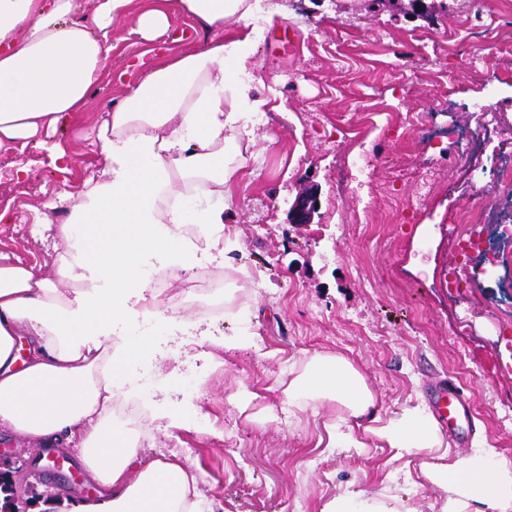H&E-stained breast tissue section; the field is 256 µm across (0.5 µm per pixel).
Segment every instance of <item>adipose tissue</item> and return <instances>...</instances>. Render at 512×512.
I'll list each match as a JSON object with an SVG mask.
<instances>
[{"label": "adipose tissue", "instance_id": "ef3b65f1", "mask_svg": "<svg viewBox=\"0 0 512 512\" xmlns=\"http://www.w3.org/2000/svg\"><path fill=\"white\" fill-rule=\"evenodd\" d=\"M134 0H0V151L86 111L106 72L113 23ZM260 0H163L139 14L153 40L182 14L205 28L202 46L166 57L130 87L123 103L96 128L103 157L78 192L46 203L40 225L63 243L54 273L0 253V428L39 448L67 442L80 450L99 499L42 496L30 512H214L196 477L177 458L141 463V444L112 419L133 361L146 358L149 336L112 338L131 301L146 298L155 265L174 269L226 251L224 211L203 209L197 195L225 197L234 174L229 158L249 114L268 102L252 94L248 21ZM68 208L69 218L51 215ZM204 224L199 242L182 227ZM289 409L316 400L336 405L329 442L356 446L354 432L375 405L363 375L345 356H310L283 391ZM443 491L439 512H512V459L485 445L450 458L426 409L406 410L375 428ZM321 512H404L393 496L344 492Z\"/></svg>", "mask_w": 512, "mask_h": 512}]
</instances>
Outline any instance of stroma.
I'll return each mask as SVG.
<instances>
[{
    "label": "stroma",
    "instance_id": "stroma-1",
    "mask_svg": "<svg viewBox=\"0 0 512 512\" xmlns=\"http://www.w3.org/2000/svg\"><path fill=\"white\" fill-rule=\"evenodd\" d=\"M135 0L112 26L107 74L88 110L52 135L69 158L55 170L40 143L0 152V252L52 271V241L33 232V209L77 191L102 165L94 132L152 63ZM258 41L248 60L254 93L271 106L232 154L234 188L225 199V233L234 251L168 272L178 292L189 276H248L251 288L229 316L185 299L160 323L142 304L116 332L149 329L147 363L163 384L144 390L156 430L142 447L151 461L178 455L215 512H320L337 494L393 495L412 512H437L442 492L422 476L403 479L395 451L364 428L355 448L327 445L334 405L311 402L281 412L283 390L317 352L347 356L373 391L380 423L462 385L471 412L465 441L512 458V252L476 262L470 286L444 288L455 261L448 226L457 213L487 209L512 217V196L488 177L491 160L464 153L462 134L486 130L500 158L512 159V23L488 0H424L420 16L379 0H261ZM412 46L397 55L399 44ZM26 162L29 178L14 176ZM345 181L337 192V181ZM315 208L300 217L302 198ZM252 344L225 347L229 336ZM255 392L240 409V388ZM186 417L169 424V412ZM0 448L19 458L17 495L52 494L62 481L30 467L34 446L8 433Z\"/></svg>",
    "mask_w": 512,
    "mask_h": 512
}]
</instances>
